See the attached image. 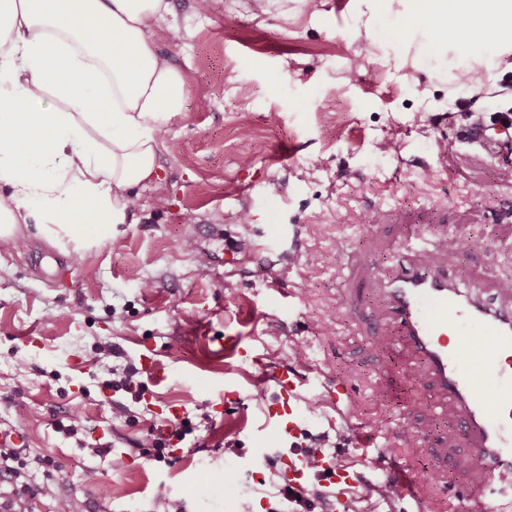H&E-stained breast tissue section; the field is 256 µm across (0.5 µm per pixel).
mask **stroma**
Here are the masks:
<instances>
[{
    "label": "stroma",
    "instance_id": "stroma-1",
    "mask_svg": "<svg viewBox=\"0 0 512 512\" xmlns=\"http://www.w3.org/2000/svg\"><path fill=\"white\" fill-rule=\"evenodd\" d=\"M170 2L180 37L161 33L156 49L188 87L159 184L92 250L52 246L32 226L25 249L0 242V430L56 463L34 469L36 482L92 512H167L161 483L184 512H287L273 490L291 446L269 437L274 384L258 381L285 368L309 378L299 443L323 439L360 471V512L412 506L379 494L386 475L366 469L343 417L327 423L320 396L338 380L354 418L375 423L412 477L444 474L421 512H462L480 480L468 447L432 425V395L406 380V355L380 349L347 307L355 277L385 270L403 247L396 215L455 250L471 280L512 279V172L464 138L473 121L512 109V45L465 46L431 18L404 26L411 0ZM369 211L377 223H361ZM244 237L256 253L227 264ZM228 333L260 365L209 357ZM144 354L167 377L157 385L140 371L150 400L135 404L105 382ZM154 403L181 406L193 428L169 463L137 449L167 418ZM75 410L83 425L70 434ZM99 443L110 453L97 455ZM89 467L100 472L91 486Z\"/></svg>",
    "mask_w": 512,
    "mask_h": 512
}]
</instances>
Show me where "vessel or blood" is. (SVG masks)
I'll return each instance as SVG.
<instances>
[{
  "instance_id": "obj_1",
  "label": "vessel or blood",
  "mask_w": 512,
  "mask_h": 512,
  "mask_svg": "<svg viewBox=\"0 0 512 512\" xmlns=\"http://www.w3.org/2000/svg\"><path fill=\"white\" fill-rule=\"evenodd\" d=\"M431 258L407 251L363 288L376 303L364 311L362 298L351 307L365 328L387 348H401L411 357L409 379L424 378L438 395L435 412L454 408L456 430L471 444L475 471L487 476L484 495L495 496L498 512H512V288L504 281L486 285L463 284L456 261L444 250L432 248ZM224 354L242 362H258L255 349L235 336L224 340ZM495 378L499 387L490 397L480 396L472 376ZM276 396L266 407L282 436H295L301 379L292 372L273 375ZM355 443L369 441L376 454L375 468L386 469L394 494L418 502L425 484L411 479L406 468L380 455L378 433H354ZM309 449L283 457L282 474L294 490H302L311 473ZM320 475L324 484L337 485L336 503L342 512H354L352 497L359 488L357 471L324 455Z\"/></svg>"
}]
</instances>
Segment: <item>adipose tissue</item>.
<instances>
[{"instance_id": "obj_1", "label": "adipose tissue", "mask_w": 512, "mask_h": 512, "mask_svg": "<svg viewBox=\"0 0 512 512\" xmlns=\"http://www.w3.org/2000/svg\"><path fill=\"white\" fill-rule=\"evenodd\" d=\"M168 0H0V241L20 225L86 251L114 237L160 178L185 75L155 41ZM437 16L462 43L499 37L512 0L451 12L417 0L408 22Z\"/></svg>"}]
</instances>
